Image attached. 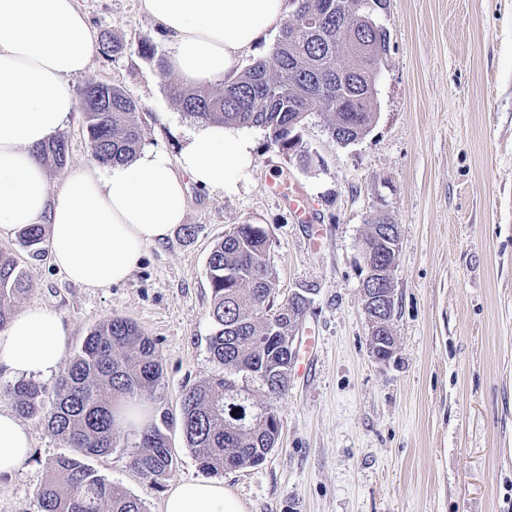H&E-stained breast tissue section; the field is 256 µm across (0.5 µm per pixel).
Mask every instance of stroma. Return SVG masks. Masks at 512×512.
Listing matches in <instances>:
<instances>
[{"mask_svg": "<svg viewBox=\"0 0 512 512\" xmlns=\"http://www.w3.org/2000/svg\"><path fill=\"white\" fill-rule=\"evenodd\" d=\"M95 36L119 51L94 54L87 79L116 85L143 109L142 147L178 157L197 122L174 102L177 78L140 46H171L140 0H79ZM389 51L376 83L370 132L344 146L309 116L301 135L311 165L249 128L253 164L233 194L187 183L186 220L148 245L123 284L66 281L47 255L13 248L29 289L17 310L41 306L68 331L74 356L89 330L121 317L156 344L163 374L156 407L178 412L186 388L220 374L207 259L240 224L268 234L276 301L296 292L309 307L293 342L288 390L276 401L275 448L256 467L222 478L245 512H512V0H389L380 17ZM64 165L52 184L94 162L82 113L65 127ZM298 185L315 221L300 224L273 190ZM399 233L393 271V358L370 349L357 265L376 213ZM31 457L0 477V512H37L64 454L42 417L25 418ZM159 485L116 448L88 463L162 512L173 485L203 478L179 430Z\"/></svg>", "mask_w": 512, "mask_h": 512, "instance_id": "1", "label": "stroma"}]
</instances>
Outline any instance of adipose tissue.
<instances>
[{"mask_svg": "<svg viewBox=\"0 0 512 512\" xmlns=\"http://www.w3.org/2000/svg\"><path fill=\"white\" fill-rule=\"evenodd\" d=\"M168 33L169 64L183 83L202 87L237 73L238 60L278 29L285 0H141ZM93 32L79 0H0V238L31 224L48 227L51 265L87 288L125 282L147 245L164 240L186 217L185 184L231 194L252 162V139L203 124L178 159L143 149L132 160L71 171L51 186L38 148L64 128L80 102L74 80L87 72ZM67 329L53 311L34 306L0 332V367L17 377L56 372ZM31 436L0 410V476L28 459ZM163 512H245L220 480L172 486Z\"/></svg>", "mask_w": 512, "mask_h": 512, "instance_id": "ef3b65f1", "label": "adipose tissue"}]
</instances>
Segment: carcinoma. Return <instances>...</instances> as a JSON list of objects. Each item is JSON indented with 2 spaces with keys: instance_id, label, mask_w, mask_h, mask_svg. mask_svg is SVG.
<instances>
[{
  "instance_id": "obj_1",
  "label": "carcinoma",
  "mask_w": 512,
  "mask_h": 512,
  "mask_svg": "<svg viewBox=\"0 0 512 512\" xmlns=\"http://www.w3.org/2000/svg\"><path fill=\"white\" fill-rule=\"evenodd\" d=\"M358 0H293V16L282 28L270 59H257L219 87L170 88L173 99L202 123L257 127L279 149L310 162L300 129L307 117L320 116L331 136L343 142L361 138L372 123L370 94L376 35L344 24ZM90 80L81 97L93 154L109 165L133 158L141 142L142 109L118 86ZM68 150L59 135L39 149L44 161L64 162ZM43 227L32 224L20 245L42 253ZM267 233L240 224L212 249L207 273L212 289L211 315L217 325L209 337L211 357L224 372L204 385L185 390L179 415L166 410L140 431L127 433L130 466L151 483L171 469L167 431L179 428L199 467L208 474L262 464L275 447L279 419L270 398L287 385L259 391L230 382L247 372L273 378L290 369L280 347L288 335V315L300 318L302 297L278 305L271 301L274 282L267 264ZM26 281L13 252L0 247V331L14 316ZM162 378L154 341L132 322L112 318L90 329L56 379L54 400L44 410L47 387L22 381L5 389L21 416L45 413L47 426L69 453L56 458L59 481L37 493L38 512H145L144 502L92 468L86 459L118 447L120 429L113 408L125 400L152 403Z\"/></svg>"
}]
</instances>
